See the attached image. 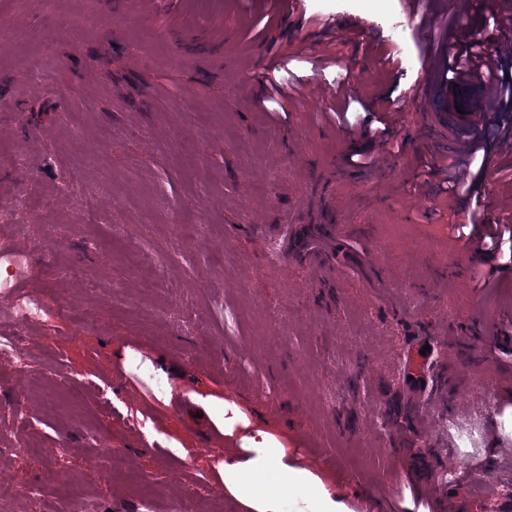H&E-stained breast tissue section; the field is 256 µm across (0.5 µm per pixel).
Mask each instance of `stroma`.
Masks as SVG:
<instances>
[{
    "instance_id": "1",
    "label": "stroma",
    "mask_w": 512,
    "mask_h": 512,
    "mask_svg": "<svg viewBox=\"0 0 512 512\" xmlns=\"http://www.w3.org/2000/svg\"><path fill=\"white\" fill-rule=\"evenodd\" d=\"M89 10L107 24L59 34ZM355 18L379 48L339 39ZM423 43L398 0L284 17L265 0H0V244L28 266L0 278L43 311L20 329L0 314L34 370L0 357V476L38 487L37 512H406L413 486L445 512L487 474L490 512H512L495 338L512 272L477 287L482 258L448 237L467 210L424 183ZM326 46L335 67L292 62L305 97L268 119L259 73ZM340 79L406 105L401 150L368 170L344 163L365 142L332 114ZM471 190L491 217L512 205L511 147L489 144ZM315 241L333 266L305 264ZM21 437L37 454H11ZM446 453L481 465L442 469ZM229 459L260 473L250 500Z\"/></svg>"
}]
</instances>
